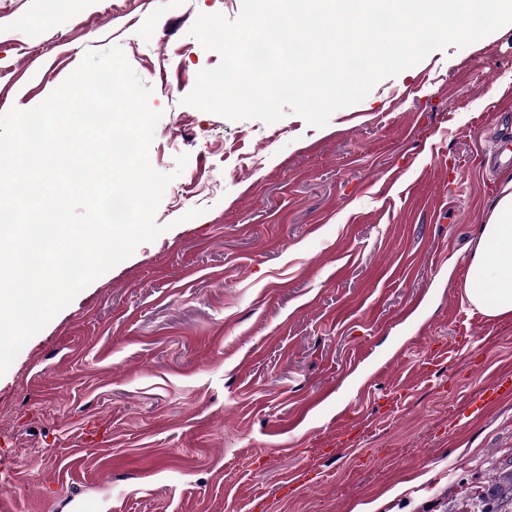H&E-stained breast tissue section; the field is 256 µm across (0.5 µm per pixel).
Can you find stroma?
I'll use <instances>...</instances> for the list:
<instances>
[{
  "label": "stroma",
  "mask_w": 512,
  "mask_h": 512,
  "mask_svg": "<svg viewBox=\"0 0 512 512\" xmlns=\"http://www.w3.org/2000/svg\"><path fill=\"white\" fill-rule=\"evenodd\" d=\"M239 10L0 0V115L120 46L162 114L150 162L174 176L164 233L0 376L12 512H460L512 464V394L457 417L512 374V317L464 294L502 188L486 155L512 148V24L431 52L315 128L184 104L220 62L190 34L197 15ZM192 184L211 192L177 199ZM91 418L103 441H85ZM352 425L353 448L322 455ZM512 379L509 375L498 377L493 383L485 386L474 395L465 406L462 416L467 418L489 410L497 404L503 394L511 392Z\"/></svg>",
  "instance_id": "1"
}]
</instances>
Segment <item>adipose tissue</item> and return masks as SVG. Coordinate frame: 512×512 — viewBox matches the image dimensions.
I'll use <instances>...</instances> for the list:
<instances>
[{"label":"adipose tissue","mask_w":512,"mask_h":512,"mask_svg":"<svg viewBox=\"0 0 512 512\" xmlns=\"http://www.w3.org/2000/svg\"><path fill=\"white\" fill-rule=\"evenodd\" d=\"M472 306L492 318L512 316V174L481 228L465 288Z\"/></svg>","instance_id":"1"}]
</instances>
